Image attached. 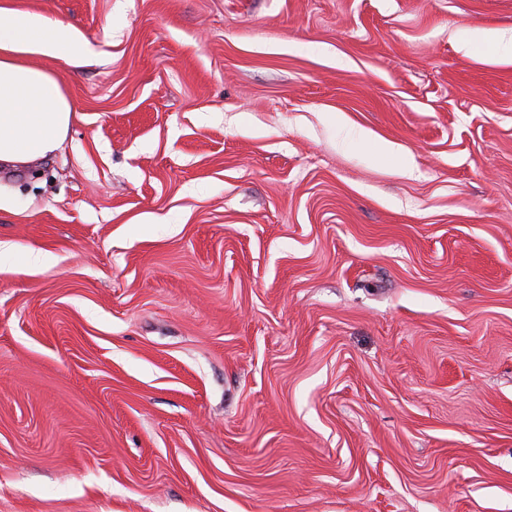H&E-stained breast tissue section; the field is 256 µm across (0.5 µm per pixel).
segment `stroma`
Instances as JSON below:
<instances>
[{
    "label": "stroma",
    "mask_w": 512,
    "mask_h": 512,
    "mask_svg": "<svg viewBox=\"0 0 512 512\" xmlns=\"http://www.w3.org/2000/svg\"><path fill=\"white\" fill-rule=\"evenodd\" d=\"M0 9V512H512V0ZM85 48L70 26L37 12L0 14V163L4 167L56 151L68 131L73 104L54 75L21 62L38 53L71 66Z\"/></svg>",
    "instance_id": "35a3bbf8"
}]
</instances>
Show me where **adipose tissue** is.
<instances>
[{"instance_id":"ef3b65f1","label":"adipose tissue","mask_w":512,"mask_h":512,"mask_svg":"<svg viewBox=\"0 0 512 512\" xmlns=\"http://www.w3.org/2000/svg\"><path fill=\"white\" fill-rule=\"evenodd\" d=\"M85 49L70 26L37 12L0 14V165L13 167L56 151L73 104L54 75L23 63L38 53L71 66Z\"/></svg>"}]
</instances>
